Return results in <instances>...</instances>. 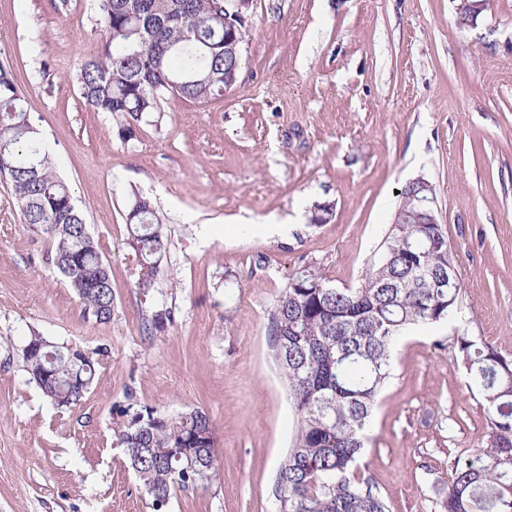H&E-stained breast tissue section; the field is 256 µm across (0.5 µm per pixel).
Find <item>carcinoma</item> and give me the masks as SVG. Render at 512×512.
<instances>
[{
    "label": "carcinoma",
    "instance_id": "1",
    "mask_svg": "<svg viewBox=\"0 0 512 512\" xmlns=\"http://www.w3.org/2000/svg\"><path fill=\"white\" fill-rule=\"evenodd\" d=\"M90 7L105 37L100 54L79 72L80 95L92 110L110 114L127 140L143 113L162 111L166 95L205 101L224 93V74L241 69L243 58L224 54V10L215 9V0H91ZM0 175L11 182L27 231L49 244L83 312L111 321L112 269L103 245L56 175L25 97L2 67ZM421 194L408 185L401 190L393 223L357 285L333 287L318 267L306 265L291 275L270 314L275 360L298 416L278 467V512H387L384 500L355 480L352 467L401 333L451 320L460 293L457 280L441 287L455 266L443 226L413 223ZM131 210L127 245L140 266L136 288L147 297L169 237L149 201L139 197ZM42 342L40 355L22 352L23 367L32 381L43 366L51 368L37 386L63 416L82 404L100 361L89 355L75 364L72 345ZM455 357L488 405V430L476 458L454 462L440 507L512 512V358L466 333L456 337ZM123 415L116 440L153 512H166L176 490L216 476L215 440L204 411L169 416L146 407ZM176 448H201L207 462L175 461Z\"/></svg>",
    "mask_w": 512,
    "mask_h": 512
}]
</instances>
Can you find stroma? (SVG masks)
<instances>
[{
	"label": "stroma",
	"mask_w": 512,
	"mask_h": 512,
	"mask_svg": "<svg viewBox=\"0 0 512 512\" xmlns=\"http://www.w3.org/2000/svg\"><path fill=\"white\" fill-rule=\"evenodd\" d=\"M456 4L253 0L236 86L203 103L167 95L127 141L79 94L104 37L89 0H0V65L108 248L114 296L110 322L84 316L0 178V512H153L113 434L121 408L144 405L204 410L216 440V479L177 491L169 512H277L297 418L270 313L304 265L357 284L419 177L455 250L460 312L403 332L354 474L388 512H441L455 460L488 427L453 338L512 357V0L472 24ZM139 195L170 239L148 298L127 245ZM322 203L330 220L311 225ZM35 331L109 351L70 416L22 367Z\"/></svg>",
	"instance_id": "stroma-1"
}]
</instances>
